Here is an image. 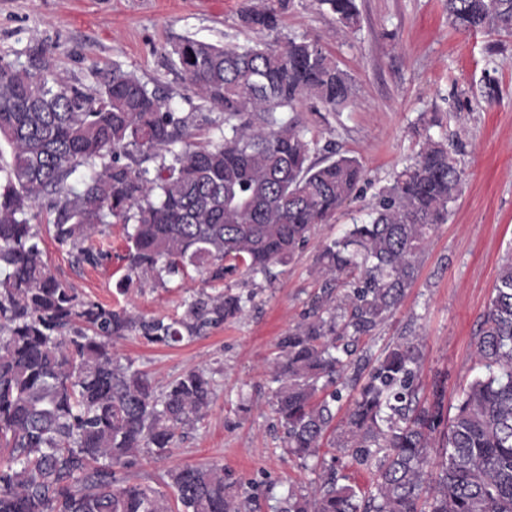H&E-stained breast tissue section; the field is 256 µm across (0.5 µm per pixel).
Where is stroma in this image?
Returning <instances> with one entry per match:
<instances>
[{"label":"stroma","mask_w":512,"mask_h":512,"mask_svg":"<svg viewBox=\"0 0 512 512\" xmlns=\"http://www.w3.org/2000/svg\"><path fill=\"white\" fill-rule=\"evenodd\" d=\"M242 0H0V56L27 63L43 46L57 71L96 86L98 73L121 65L169 96L180 112L198 103L173 66L171 49L186 36L212 43L244 44ZM359 23L340 28L311 0H291L283 18L287 34L319 39L351 75L355 94L341 114L298 105L296 117L320 145L356 157L365 170L358 200L319 225L293 260L271 278L242 274L232 293L252 295L246 314L209 337L173 347L128 339L116 350L134 369L165 384L198 369L213 382L206 417L177 443L173 456H141L129 479L157 484L177 465L220 463L232 490L250 498L252 512H272L289 486H309L313 475L288 454L272 412L267 364L278 341L301 321L322 282L314 271L319 246L362 222L378 191L410 163L425 137L446 140L462 176V191L447 223L434 230L417 281L398 310L359 344L378 358L402 336L423 342L421 394L445 382V404L455 406L477 374L474 336L486 311L499 266L512 251V36L465 33L448 19L446 0H356ZM501 42L503 51L487 46ZM493 78L497 102L478 91ZM436 122H421V113ZM43 248L57 279L86 298L121 305L148 317L172 319L204 283L194 269L118 294L125 273L126 228L107 230L112 260L101 267L76 264L53 239L55 213L37 207Z\"/></svg>","instance_id":"35a3bbf8"}]
</instances>
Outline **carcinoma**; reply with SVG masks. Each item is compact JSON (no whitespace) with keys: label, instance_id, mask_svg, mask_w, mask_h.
<instances>
[{"label":"carcinoma","instance_id":"obj_1","mask_svg":"<svg viewBox=\"0 0 512 512\" xmlns=\"http://www.w3.org/2000/svg\"><path fill=\"white\" fill-rule=\"evenodd\" d=\"M287 2L243 0L240 25L266 40L173 46L197 109L222 114L215 144L191 141L195 113L176 112L117 64L92 89L55 72L43 49L26 65L0 57V512H242L222 464L178 466L156 487L122 476L144 453L173 455L206 416L212 383L191 370L160 385L112 346L204 338L244 315L253 295L201 291L170 322L85 299L52 274L35 208L49 201L54 240L92 267L109 255L95 244L103 227L131 225L120 294L148 273L161 281L192 266L222 282L292 260L356 197L364 170L335 152L314 159L318 141L282 116L304 100L340 113L353 98L350 74L319 40L282 34ZM314 2L336 24H358L355 0ZM447 6L461 31L512 35V0ZM460 186L448 146L428 138L379 191L369 220L318 250L323 286L270 363L286 448L313 460L316 480L307 492L289 489L277 512H512V254L475 336L481 372L454 414L442 387L420 395L418 337L373 363L354 348L397 310ZM341 277L351 288L337 295ZM351 366L365 377L338 427ZM327 448L368 483L350 482Z\"/></svg>","mask_w":512,"mask_h":512}]
</instances>
